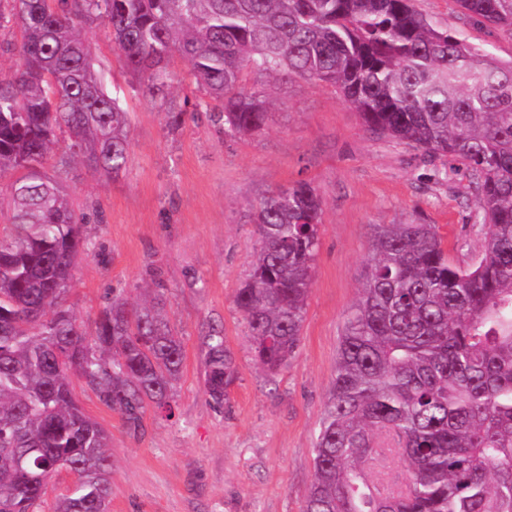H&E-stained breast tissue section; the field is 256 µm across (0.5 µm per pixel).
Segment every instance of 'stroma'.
<instances>
[{
	"label": "stroma",
	"instance_id": "obj_1",
	"mask_svg": "<svg viewBox=\"0 0 512 512\" xmlns=\"http://www.w3.org/2000/svg\"><path fill=\"white\" fill-rule=\"evenodd\" d=\"M413 6L489 48L497 62L512 63V36L474 24L455 0ZM86 37L95 68L130 114L131 160L116 179L77 161L57 176L91 242L66 303L89 327L113 289L139 301L163 286L183 343L173 415L148 412L139 434L129 433L82 382L73 384L85 413L111 439L109 512H301L345 316L367 272L372 227L437 225L449 258L472 265L484 240L470 172L460 161L430 158L366 131L332 86L302 79L279 86L250 70L243 85L271 97L267 123L250 136L225 134L181 59L168 67L173 89L164 107L133 89L105 25ZM170 107L185 112L183 124H167ZM301 180L323 199L319 250L298 354L271 377L254 363L234 295L256 262L258 203ZM213 326L223 328L238 366L219 411L203 394Z\"/></svg>",
	"mask_w": 512,
	"mask_h": 512
}]
</instances>
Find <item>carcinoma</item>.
I'll return each mask as SVG.
<instances>
[{"instance_id":"1","label":"carcinoma","mask_w":512,"mask_h":512,"mask_svg":"<svg viewBox=\"0 0 512 512\" xmlns=\"http://www.w3.org/2000/svg\"><path fill=\"white\" fill-rule=\"evenodd\" d=\"M512 35V0H456ZM103 24L142 93L163 102L174 56L235 134L266 125L269 100L243 70L336 88L365 129L471 173L484 249L448 258L434 224H376L349 309L313 449L303 512H512V64L416 11L412 0H4L19 65L0 77V512H39L53 476L77 473L54 512H109L110 438L79 405L75 376L137 434L171 411L183 361L164 294L112 295L87 331L65 306L89 251L51 164L72 157L114 178L130 161L127 112L93 66L83 32ZM67 152L55 155L58 133ZM323 202L307 181L271 192L254 223L259 252L234 302L254 361L274 376L295 357L319 249ZM237 378L211 328L204 395L224 407ZM405 482L371 493L377 456Z\"/></svg>"}]
</instances>
